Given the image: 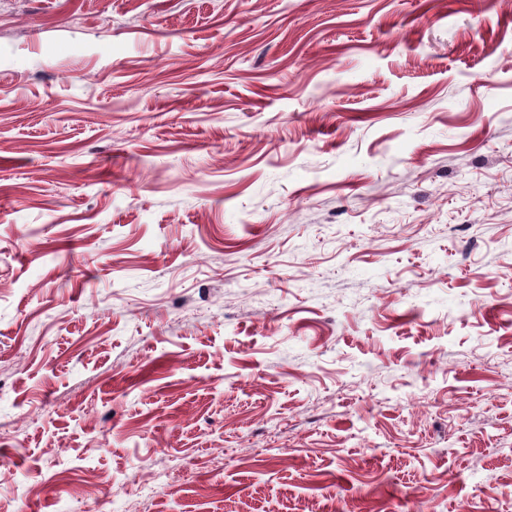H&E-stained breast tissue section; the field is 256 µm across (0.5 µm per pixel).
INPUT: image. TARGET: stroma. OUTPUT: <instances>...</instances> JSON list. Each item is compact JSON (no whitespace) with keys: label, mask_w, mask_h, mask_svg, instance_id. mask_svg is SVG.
<instances>
[{"label":"stroma","mask_w":512,"mask_h":512,"mask_svg":"<svg viewBox=\"0 0 512 512\" xmlns=\"http://www.w3.org/2000/svg\"><path fill=\"white\" fill-rule=\"evenodd\" d=\"M0 512H512V0H0Z\"/></svg>","instance_id":"1"}]
</instances>
